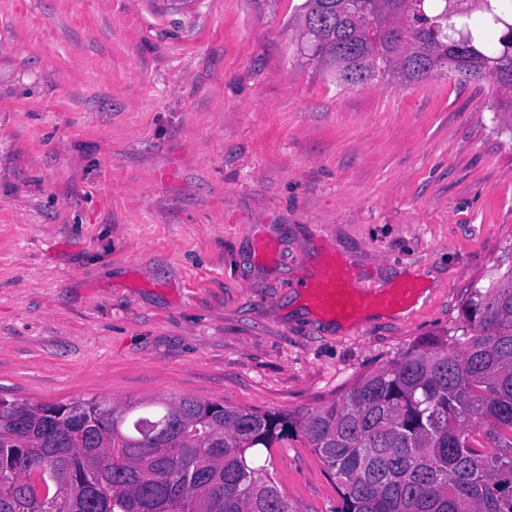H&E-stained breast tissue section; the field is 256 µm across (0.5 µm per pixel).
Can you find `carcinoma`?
Listing matches in <instances>:
<instances>
[{"instance_id":"1","label":"carcinoma","mask_w":512,"mask_h":512,"mask_svg":"<svg viewBox=\"0 0 512 512\" xmlns=\"http://www.w3.org/2000/svg\"><path fill=\"white\" fill-rule=\"evenodd\" d=\"M304 0L303 52L343 88L386 76L490 80L512 107V19L490 0ZM488 12L500 49L475 44ZM434 336L302 414L202 402L0 403V512H295L258 449L302 438L336 512H512V264Z\"/></svg>"}]
</instances>
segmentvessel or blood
Instances as JSON below:
<instances>
[{
    "label": "vessel or blood",
    "instance_id": "obj_1",
    "mask_svg": "<svg viewBox=\"0 0 512 512\" xmlns=\"http://www.w3.org/2000/svg\"><path fill=\"white\" fill-rule=\"evenodd\" d=\"M303 287L322 310L336 316L352 315L370 303L400 307L414 293L413 284L405 282L387 295H370L361 290L358 277L352 270L336 265L329 266L321 277L304 282Z\"/></svg>",
    "mask_w": 512,
    "mask_h": 512
}]
</instances>
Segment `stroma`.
I'll return each mask as SVG.
<instances>
[{
  "label": "stroma",
  "instance_id": "obj_1",
  "mask_svg": "<svg viewBox=\"0 0 512 512\" xmlns=\"http://www.w3.org/2000/svg\"><path fill=\"white\" fill-rule=\"evenodd\" d=\"M303 0H0V399L297 413L460 324L512 256V125L487 80L336 87ZM420 305L323 314L328 262ZM297 512L337 481L296 439Z\"/></svg>",
  "mask_w": 512,
  "mask_h": 512
}]
</instances>
